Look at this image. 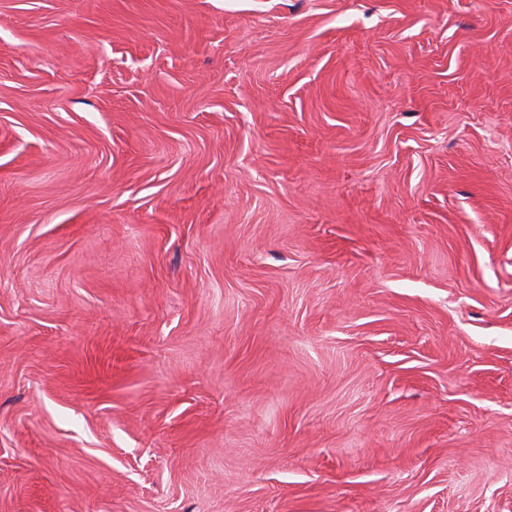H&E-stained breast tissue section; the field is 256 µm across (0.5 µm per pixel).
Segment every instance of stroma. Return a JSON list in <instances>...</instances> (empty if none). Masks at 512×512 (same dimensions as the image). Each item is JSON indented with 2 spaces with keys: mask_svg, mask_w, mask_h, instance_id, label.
Segmentation results:
<instances>
[{
  "mask_svg": "<svg viewBox=\"0 0 512 512\" xmlns=\"http://www.w3.org/2000/svg\"><path fill=\"white\" fill-rule=\"evenodd\" d=\"M0 512H512V0H0Z\"/></svg>",
  "mask_w": 512,
  "mask_h": 512,
  "instance_id": "35a3bbf8",
  "label": "stroma"
}]
</instances>
